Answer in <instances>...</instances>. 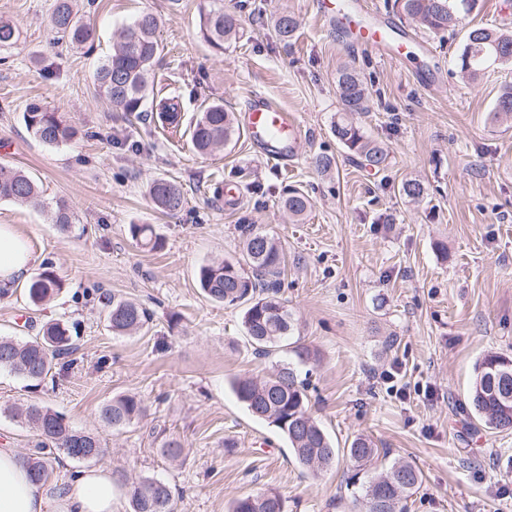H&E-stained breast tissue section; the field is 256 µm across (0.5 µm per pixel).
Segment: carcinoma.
Segmentation results:
<instances>
[{"instance_id":"1","label":"carcinoma","mask_w":512,"mask_h":512,"mask_svg":"<svg viewBox=\"0 0 512 512\" xmlns=\"http://www.w3.org/2000/svg\"><path fill=\"white\" fill-rule=\"evenodd\" d=\"M76 0H55L50 22L58 39L68 41L69 48L80 51L92 38V30L75 8ZM479 0H393V8L416 21L433 35L462 34L455 61L460 72L478 79L493 65L512 66V34L486 26H467V17L478 8ZM276 36L290 42L298 29L291 14H279L272 19ZM158 18L151 12L141 13L131 24L114 34L112 54L100 61L93 73L96 91L110 100L112 107L129 116H141L153 82L152 66L162 45L158 40ZM203 40L215 49H224V42L238 34L235 16L221 9L211 10L201 23ZM19 39L16 25L0 18V52L10 50ZM339 97L344 105L331 126L336 140L355 153L361 164L376 169L385 165L387 153L380 144L369 139L364 131L349 120V115L369 111L370 93L360 73L352 65L336 73ZM495 117L512 118V84L502 88L493 106ZM161 123L177 127L181 122L180 106L174 99L163 98L158 103ZM24 122L42 143L56 147L74 141L78 131L59 112H51L32 103L23 114ZM193 148L207 154L228 144L237 134L233 113L224 104L213 102L197 113L190 125ZM400 193L412 201L427 195L425 185L416 179L406 180ZM149 197L155 207L166 213L184 207L185 197L180 185L166 178H156L149 187ZM0 200L22 205L43 204L39 185L22 170L0 163ZM280 207L296 221L304 219L312 208V199L304 190L288 185L281 194ZM74 215L62 202L56 203L54 223L65 231ZM133 240L142 247L157 249L160 238L148 224L130 227ZM246 250L240 259L230 262H210L198 269V282L207 298L222 304L244 306L243 324L254 350L261 354L283 346L294 331V318L278 296L281 275V252L273 236L253 224L240 226ZM61 288V280L46 269L28 284L30 301L38 305ZM105 319L118 335L142 331L152 320L149 310L141 304L112 298L103 303ZM72 353L69 328L62 320L43 327L42 335L31 341L19 342L0 337V370L14 371L28 381L41 384L52 376L58 361ZM294 360L286 361L261 378L237 380L232 389L237 399L255 417L276 425L288 439L297 463L317 474L330 467L338 454L349 462L346 485L356 488L354 500L364 512H407L408 499L422 484V473L410 463L395 462L375 477L369 476V466L387 452L373 446L363 437L354 438L346 448H336L308 408L306 380L300 378L301 367L315 358L313 350L291 347ZM471 415L489 430H512V358L499 353L486 354L478 363L469 392ZM13 418L32 426L38 433L33 453L27 465L38 480L49 476V464L59 454L84 461L80 452L95 448L92 458L105 448L100 439L88 432L74 429L65 417L36 404L9 409ZM145 412L143 402L134 395L112 399L101 410L102 420L121 428L133 423ZM120 478L128 487L131 512H177L171 488L153 477ZM231 512H284L281 495L267 490L236 500Z\"/></svg>"}]
</instances>
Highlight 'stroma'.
I'll return each instance as SVG.
<instances>
[{
	"label": "stroma",
	"mask_w": 512,
	"mask_h": 512,
	"mask_svg": "<svg viewBox=\"0 0 512 512\" xmlns=\"http://www.w3.org/2000/svg\"><path fill=\"white\" fill-rule=\"evenodd\" d=\"M314 2L80 0L95 36L76 53L49 27L54 0H0V17L20 30L0 63V161L33 176L48 203L2 200L0 224L26 239L36 257L31 274L50 269L63 282L40 306L20 284L0 294V336L26 341L62 320L74 345L69 369L40 386L0 371V444L32 452L35 430L8 413L32 402L97 434L105 447L98 464L167 482L177 512H228L236 499L269 489L285 512H358L346 460L316 475L303 470L284 435L232 390L288 355H255L242 308L207 300L197 271L238 259L240 225L256 224L282 244L280 297L296 337L317 353L311 413L333 442L363 436L387 449L388 462L418 468L423 481L409 512H512V430L480 426L468 400L478 360L490 352L512 357V120L492 114L512 70L493 66L462 79L458 40L399 17L392 0L366 3L411 39L413 58L396 63L350 50L318 20ZM212 9L241 20L220 51L200 33ZM146 10L159 19L163 46L153 71L167 82L154 97L178 102L182 122L174 129L161 128L152 111L126 119L93 86L114 31ZM281 12L299 22L289 44L273 31ZM347 64L371 92L369 111L352 120L387 148L380 170L361 167L331 133L342 110L336 72ZM256 92L303 125L288 168L243 136L206 156L193 151L189 127L205 104L237 113ZM33 102L64 113L78 138L59 147L35 138L23 121ZM319 154L333 158L331 174L314 167ZM159 177L181 185V211L151 203L148 184ZM414 177L427 186L420 203L399 193ZM288 184L313 198L302 221L279 206ZM56 201L75 215L69 230L52 220ZM133 224L152 225L162 248L140 249ZM112 296L149 308L148 329L113 334L101 314ZM385 371L393 381H382ZM125 394L141 399L146 414L121 429L107 426L102 408ZM172 439L183 447L175 459L162 450Z\"/></svg>",
	"instance_id": "1"
}]
</instances>
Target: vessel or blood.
Masks as SVG:
<instances>
[{"label": "vessel or blood", "instance_id": "obj_1", "mask_svg": "<svg viewBox=\"0 0 512 512\" xmlns=\"http://www.w3.org/2000/svg\"><path fill=\"white\" fill-rule=\"evenodd\" d=\"M317 11L320 18L335 26L350 45L374 51L396 62L404 58L405 48L393 45L388 23L369 18L358 0H318ZM243 129L263 157L279 164L287 162L301 134L297 117L262 95L251 97Z\"/></svg>", "mask_w": 512, "mask_h": 512}]
</instances>
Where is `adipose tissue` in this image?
Listing matches in <instances>:
<instances>
[{
  "label": "adipose tissue",
  "mask_w": 512,
  "mask_h": 512,
  "mask_svg": "<svg viewBox=\"0 0 512 512\" xmlns=\"http://www.w3.org/2000/svg\"><path fill=\"white\" fill-rule=\"evenodd\" d=\"M35 257L13 225H0V287L26 278ZM126 488L106 468L35 481L15 449L0 447V512H114Z\"/></svg>",
  "instance_id": "1"
}]
</instances>
